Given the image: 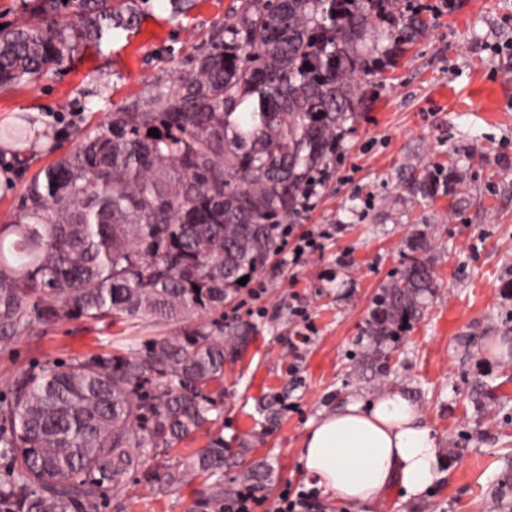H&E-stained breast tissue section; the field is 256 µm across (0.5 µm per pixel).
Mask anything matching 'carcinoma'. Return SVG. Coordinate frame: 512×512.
I'll use <instances>...</instances> for the list:
<instances>
[{
    "instance_id": "1",
    "label": "carcinoma",
    "mask_w": 512,
    "mask_h": 512,
    "mask_svg": "<svg viewBox=\"0 0 512 512\" xmlns=\"http://www.w3.org/2000/svg\"><path fill=\"white\" fill-rule=\"evenodd\" d=\"M20 5L0 29V91L144 20L136 0ZM430 27L404 0H241L173 84H148L31 175L0 224V342L35 322L208 321L12 380L0 397V456L12 461L0 499L17 512H99L139 470L156 494L199 480L204 504L230 498L220 433L174 468L145 460L214 422L224 365L251 337L247 323L224 327V305L317 195L368 78ZM433 287L432 260L414 259L377 295L372 343L397 342Z\"/></svg>"
}]
</instances>
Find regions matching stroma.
Returning a JSON list of instances; mask_svg holds the SVG:
<instances>
[{"label":"stroma","mask_w":512,"mask_h":512,"mask_svg":"<svg viewBox=\"0 0 512 512\" xmlns=\"http://www.w3.org/2000/svg\"><path fill=\"white\" fill-rule=\"evenodd\" d=\"M433 18L425 38L373 78L310 206L290 221L266 267L224 309L252 338L224 367L218 421L150 457L164 469L213 432L230 449L224 480L243 488L256 469L265 512L283 488L311 487L298 463L311 421L350 396L401 388L417 402L445 463L427 499L410 512H512V0H410ZM240 0H194L170 21L168 0H147L139 31L83 53L59 74L0 92V128L34 118L28 150L0 142V224L9 223L27 173L76 146L78 130L137 99L147 83L173 80L206 49ZM107 86L106 99L96 96ZM428 167L452 192L409 185ZM319 248L293 264L301 237ZM434 263L435 287L398 346L367 359L375 298L416 257ZM176 324L113 327L35 324L0 346V391L33 362L111 350L123 336H171ZM197 485L164 494L129 481L106 512H218Z\"/></svg>","instance_id":"stroma-1"}]
</instances>
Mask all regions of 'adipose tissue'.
<instances>
[{"label":"adipose tissue","instance_id":"ef3b65f1","mask_svg":"<svg viewBox=\"0 0 512 512\" xmlns=\"http://www.w3.org/2000/svg\"><path fill=\"white\" fill-rule=\"evenodd\" d=\"M441 441L401 389L350 399L322 414L299 449L302 472L349 512H375L392 489L402 503L429 495Z\"/></svg>","mask_w":512,"mask_h":512}]
</instances>
